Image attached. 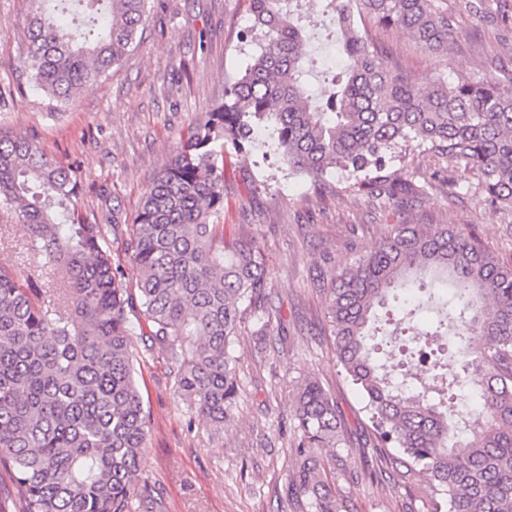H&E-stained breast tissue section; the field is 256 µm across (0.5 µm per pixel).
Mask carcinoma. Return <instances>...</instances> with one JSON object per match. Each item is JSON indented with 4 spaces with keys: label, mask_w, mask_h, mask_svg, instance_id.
<instances>
[{
    "label": "carcinoma",
    "mask_w": 512,
    "mask_h": 512,
    "mask_svg": "<svg viewBox=\"0 0 512 512\" xmlns=\"http://www.w3.org/2000/svg\"><path fill=\"white\" fill-rule=\"evenodd\" d=\"M29 82L61 106L119 65L136 46L147 0H31ZM260 53L201 113L157 171L125 240L136 288L122 282L108 237L124 229L78 215L77 172L31 140L0 131V210L12 215L30 253L58 274L55 299H42L32 270L0 261V469L15 499L0 512H163L142 480L148 419L136 380L131 320L149 350L171 366L174 392L214 435L238 397L228 352L244 303L267 287L266 257L252 239L224 241L213 217L224 208V147L247 153L270 128L288 170L315 184L335 172L404 209L421 200L395 160L422 149L477 176L483 199L512 206V70L488 81L410 82L359 31L354 9L406 31L416 45L448 55L453 17L440 0H324L336 18L343 64L329 89H307L306 37L294 0H246ZM446 276L458 311L452 327L459 369L439 349L404 356L395 384L370 333L376 308L406 288ZM337 361L365 400L373 447L385 465L418 471L428 512H512V264L473 235L432 224H395L388 236L329 289ZM471 395L465 447L452 442V407ZM296 468L287 492L307 512H349L330 474L344 442L336 401L315 380L294 409Z\"/></svg>",
    "instance_id": "obj_1"
}]
</instances>
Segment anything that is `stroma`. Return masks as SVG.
I'll use <instances>...</instances> for the list:
<instances>
[{"instance_id": "stroma-1", "label": "stroma", "mask_w": 512, "mask_h": 512, "mask_svg": "<svg viewBox=\"0 0 512 512\" xmlns=\"http://www.w3.org/2000/svg\"><path fill=\"white\" fill-rule=\"evenodd\" d=\"M302 23L319 62L336 45L335 20L309 0ZM466 0H442L458 28L447 56L427 53L410 36L368 15L357 24L413 83L442 74L485 80L512 69V0H485L483 18ZM29 0H0V127L32 139L49 157L81 174L79 212L105 222L113 210L133 220L172 146L201 112L221 102L257 47L245 0H149L139 43L107 78L84 88L63 109L37 91L20 62L29 47ZM248 156L224 174V208L214 218L225 238L259 242L268 268L267 296L246 310L229 350L238 365L235 410L215 436L171 389L166 361L140 348L139 382L148 415L142 472L165 512H304L288 497L297 431L293 409L301 384L318 380L336 400L349 454L331 476L352 512H426L418 475L374 477L378 453L367 444L369 422L360 391L346 377L329 335L327 290L396 224L453 225L478 236L512 263V211L482 201L473 174H449L448 161L414 152L405 164L421 202L407 211L348 187L339 175L322 185L283 167L267 131L257 130ZM460 189L448 195V180Z\"/></svg>"}]
</instances>
